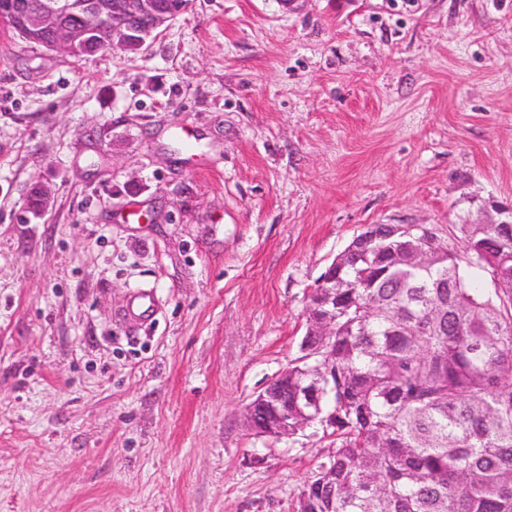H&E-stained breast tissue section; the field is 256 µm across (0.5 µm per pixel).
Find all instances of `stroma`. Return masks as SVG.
<instances>
[{"mask_svg": "<svg viewBox=\"0 0 512 512\" xmlns=\"http://www.w3.org/2000/svg\"><path fill=\"white\" fill-rule=\"evenodd\" d=\"M501 207L512 0H192L83 59L0 25V512H295L327 441L245 414L319 276ZM157 305L156 292L152 288H135L127 304L128 314L133 318L148 317Z\"/></svg>", "mask_w": 512, "mask_h": 512, "instance_id": "1", "label": "stroma"}]
</instances>
